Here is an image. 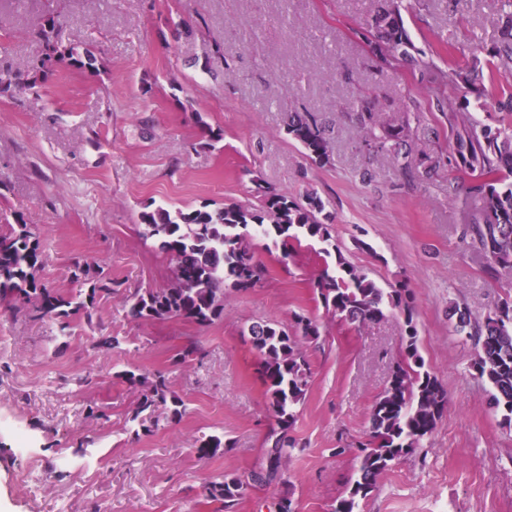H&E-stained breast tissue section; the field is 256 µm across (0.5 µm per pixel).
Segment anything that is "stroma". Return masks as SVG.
Segmentation results:
<instances>
[{
	"mask_svg": "<svg viewBox=\"0 0 512 512\" xmlns=\"http://www.w3.org/2000/svg\"><path fill=\"white\" fill-rule=\"evenodd\" d=\"M415 48L436 68L487 60L499 39L501 0H403ZM377 0H0V77L38 56L32 29L58 20L65 41L94 44L99 70H61L38 102L0 96V214L39 235L42 282L79 290L74 261L108 267L121 286L91 316L31 322L0 303V512H217L204 486L266 468L273 420L245 335L265 320L293 327L302 314L320 335L302 342L311 369L288 436V484L250 486L238 512H333L357 461L341 444L365 439L373 403L401 357L402 315L362 330L328 316L309 283L318 243L283 258L256 240L261 284L229 291L224 317L207 327L132 319L127 295L171 284L174 261L138 234L145 204L174 208L257 204L261 191L313 192L325 204L336 245L380 287L408 281L425 368L448 392V408L420 448L382 475L360 512H512V428L488 406L473 369L477 349L448 317L450 304L481 317L512 297V269L492 266L462 237L478 206L469 177L451 165L454 136L428 109V80L403 62L379 63L367 24ZM183 17L193 35L176 34ZM224 50V74L201 65ZM350 99L376 111L409 108L415 177L356 147ZM332 128V157L318 164L287 133L293 110ZM221 131L205 144L203 125ZM117 336L112 351L93 347ZM203 353L173 364L187 340ZM163 373L185 404L182 417L156 411L151 434L131 420L138 392L122 371ZM85 376L90 386L78 387ZM100 418L88 415L89 408ZM94 442L77 449L80 436ZM222 436L223 455L193 452ZM26 453H18V444ZM47 474L46 491L21 470ZM226 447L222 437L209 435L197 439L193 450L199 460L206 461L223 454Z\"/></svg>",
	"mask_w": 512,
	"mask_h": 512,
	"instance_id": "stroma-1",
	"label": "stroma"
}]
</instances>
